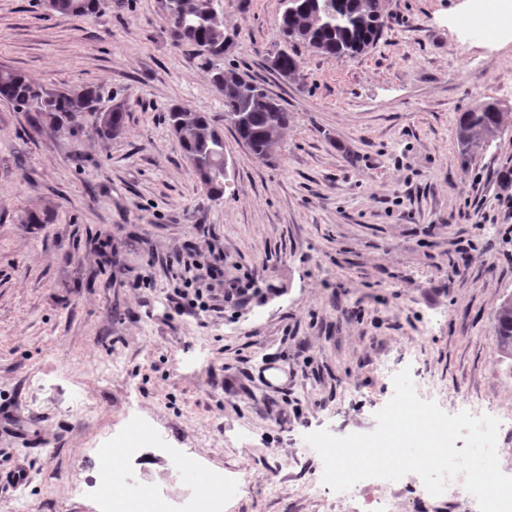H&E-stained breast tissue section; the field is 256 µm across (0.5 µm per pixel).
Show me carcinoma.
Here are the masks:
<instances>
[{
    "mask_svg": "<svg viewBox=\"0 0 512 512\" xmlns=\"http://www.w3.org/2000/svg\"><path fill=\"white\" fill-rule=\"evenodd\" d=\"M101 0H53L52 11L81 17L98 11ZM280 32L285 47L281 48L275 70L282 76L297 75L298 66L288 44L301 42L313 51L344 60L367 51L379 40L386 24L378 0H283ZM167 25L176 40L197 47V65L210 75L213 87L224 97V112L239 115L235 133L259 160L272 159V147L279 134L288 130L291 115L272 97L264 86L252 78L240 80L233 68H223L216 60L223 44L224 31L210 27L205 17V0L194 3L195 15L185 16L179 0L165 3ZM0 101L17 112L28 114L34 130L52 126L57 120L71 126L70 137L76 138L86 117L96 112L109 114L107 125L99 127L106 139L122 136L126 128V111L117 105L108 109L101 105L97 90L86 86L54 92L12 69L0 68ZM195 133L180 142L187 159L212 158L219 163L224 157V136L210 117L192 113ZM501 110L497 103L486 102L465 112L456 120V139L461 166L468 162V152L475 143L488 144L499 133ZM207 194L223 198L226 183L214 167L195 168ZM493 331L499 351L512 356V301H502L493 316Z\"/></svg>",
    "mask_w": 512,
    "mask_h": 512,
    "instance_id": "obj_1",
    "label": "carcinoma"
}]
</instances>
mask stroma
Wrapping results in <instances>:
<instances>
[{"label": "stroma", "mask_w": 512, "mask_h": 512, "mask_svg": "<svg viewBox=\"0 0 512 512\" xmlns=\"http://www.w3.org/2000/svg\"><path fill=\"white\" fill-rule=\"evenodd\" d=\"M283 0H224V56L292 121L269 161L224 134L222 199L194 178L166 116L223 120L224 99L176 42L161 0H104L87 17L0 0V68L52 91L94 86L126 133L33 131L0 102V512H98L93 446L169 499L214 475L242 489L224 512H364L311 493L305 436L375 430L394 371L447 413L468 401L512 418V359L493 313L512 296V41L465 30L470 0H387L377 44L342 61L294 47L298 80L270 59ZM497 102L504 126L457 157L456 116ZM39 221L27 223L29 214ZM472 244L458 253L457 240ZM224 252L269 289L237 314L178 315L169 258ZM192 475L173 480L172 453ZM412 476L385 512H448Z\"/></svg>", "instance_id": "35a3bbf8"}]
</instances>
